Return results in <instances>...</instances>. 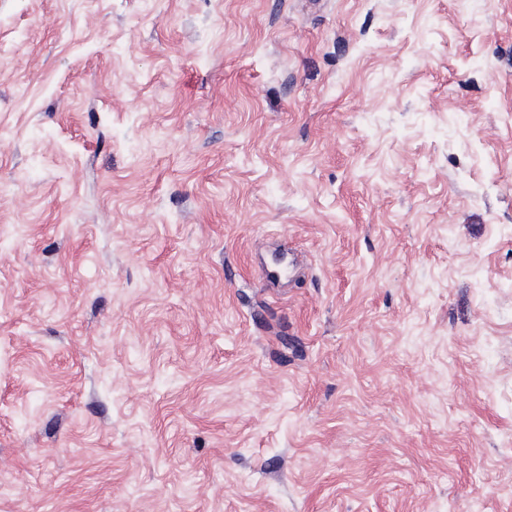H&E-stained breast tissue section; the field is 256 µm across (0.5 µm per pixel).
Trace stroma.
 <instances>
[{
  "label": "stroma",
  "instance_id": "35a3bbf8",
  "mask_svg": "<svg viewBox=\"0 0 512 512\" xmlns=\"http://www.w3.org/2000/svg\"><path fill=\"white\" fill-rule=\"evenodd\" d=\"M0 512H512V0H0Z\"/></svg>",
  "mask_w": 512,
  "mask_h": 512
}]
</instances>
